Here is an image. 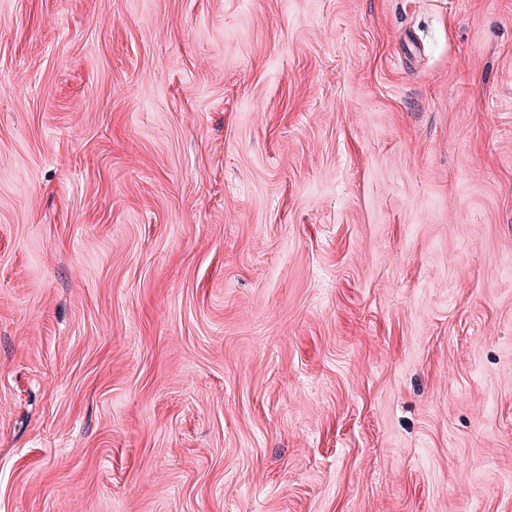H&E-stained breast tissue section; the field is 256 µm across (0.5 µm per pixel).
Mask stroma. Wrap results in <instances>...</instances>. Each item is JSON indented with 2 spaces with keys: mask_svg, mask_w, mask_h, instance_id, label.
Returning <instances> with one entry per match:
<instances>
[{
  "mask_svg": "<svg viewBox=\"0 0 512 512\" xmlns=\"http://www.w3.org/2000/svg\"><path fill=\"white\" fill-rule=\"evenodd\" d=\"M0 512H512V0H0Z\"/></svg>",
  "mask_w": 512,
  "mask_h": 512,
  "instance_id": "obj_1",
  "label": "stroma"
}]
</instances>
